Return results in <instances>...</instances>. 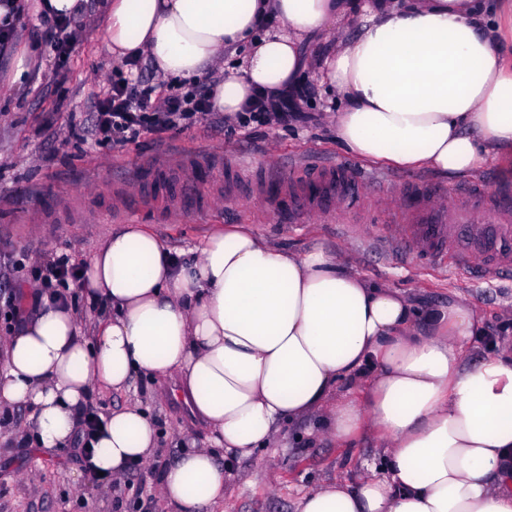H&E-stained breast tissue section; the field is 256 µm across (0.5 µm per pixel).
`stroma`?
<instances>
[{
    "label": "stroma",
    "instance_id": "1",
    "mask_svg": "<svg viewBox=\"0 0 512 512\" xmlns=\"http://www.w3.org/2000/svg\"><path fill=\"white\" fill-rule=\"evenodd\" d=\"M52 67L45 62L22 89L0 93V291L26 281L16 260L32 265L65 253L79 264L126 224L146 225L188 262L198 257L214 226L251 224L286 250L347 247L349 263L371 283L403 291L422 306L466 304L483 331L477 345L503 331L512 337V323L500 315L512 306V273L495 279L474 268L463 273L418 254L401 256L384 241L386 226L401 221L402 183L435 191L437 203L451 211L463 204V188L481 185L489 200L475 219L488 223L492 195L512 191V164L493 162L475 175L447 181L426 171L362 163L337 144L323 118L328 96L312 77L306 81L311 95L304 122L228 130L219 112L210 123L177 133L145 134L122 148L98 147L72 137L69 127L88 120L93 95L123 67L108 51L99 23L86 24L63 73L53 74ZM183 154L196 160L189 182L180 170L158 165ZM227 160L243 173L233 190L224 179ZM313 165L350 169L361 183L360 196L297 225L287 212L252 197L253 174L290 180ZM132 402L155 421L157 449L147 466L131 469L119 485L89 481L73 448L28 447L19 431L29 410L12 409L17 434L0 442V512H164L156 492L161 469L184 443L204 444L207 433L192 423L170 386L147 376L128 390L98 393L92 405L106 414ZM308 429V422H292L291 446L265 448L255 462L233 465L215 512H298L302 497L327 479L341 473L356 480L365 464L379 458L370 437L343 448L309 436Z\"/></svg>",
    "mask_w": 512,
    "mask_h": 512
}]
</instances>
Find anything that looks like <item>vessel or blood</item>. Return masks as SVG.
<instances>
[{"instance_id":"vessel-or-blood-1","label":"vessel or blood","mask_w":512,"mask_h":512,"mask_svg":"<svg viewBox=\"0 0 512 512\" xmlns=\"http://www.w3.org/2000/svg\"><path fill=\"white\" fill-rule=\"evenodd\" d=\"M253 189L260 197L287 208L292 221L302 224L309 210L328 209L336 198L351 191L352 183L344 169L318 165L305 168L298 184L270 178L255 181ZM404 195L408 199L406 221L391 225L386 239L390 247L401 252L416 249L436 261L450 260L463 270L477 265L489 274L512 271V194H499L493 224L469 221L483 197L476 189L469 192L471 206L461 209L453 219L430 204L428 190L409 186Z\"/></svg>"}]
</instances>
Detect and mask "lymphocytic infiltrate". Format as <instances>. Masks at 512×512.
I'll list each match as a JSON object with an SVG mask.
<instances>
[{
	"mask_svg": "<svg viewBox=\"0 0 512 512\" xmlns=\"http://www.w3.org/2000/svg\"><path fill=\"white\" fill-rule=\"evenodd\" d=\"M91 108V125L85 128V135L95 145L114 148L144 134L191 127L213 114L207 86L181 92L139 72L112 79L103 93L95 95ZM297 110L298 103L293 99L274 104L259 95L238 124L243 128L253 124L281 125L295 118ZM28 274L30 281L50 287L52 297L61 299L68 283L77 279L78 268L62 254L48 264L30 267Z\"/></svg>",
	"mask_w": 512,
	"mask_h": 512,
	"instance_id": "1",
	"label": "lymphocytic infiltrate"
}]
</instances>
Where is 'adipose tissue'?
I'll return each mask as SVG.
<instances>
[{
  "instance_id": "ef3b65f1",
  "label": "adipose tissue",
  "mask_w": 512,
  "mask_h": 512,
  "mask_svg": "<svg viewBox=\"0 0 512 512\" xmlns=\"http://www.w3.org/2000/svg\"><path fill=\"white\" fill-rule=\"evenodd\" d=\"M101 10L112 56H139L175 86L209 81L214 111L295 93L312 69L340 102L337 140L361 160L445 178L512 161V0L492 17L484 0H368L350 40L353 0H101ZM265 16L283 29H261ZM323 34L334 44L315 66L303 47ZM78 293L110 311L93 332L32 285L29 313L0 340V409L30 407L31 444L65 447L94 392L146 374L175 381L210 432L162 471L167 512L223 500L215 449L252 460L298 419L345 447L366 431L383 444L381 470L353 487L324 482L298 512H512V346L471 360L470 307L418 308L342 253L280 250L248 224L210 232L189 264L145 225H124L93 251ZM155 447L154 422L128 405L104 419L91 465L118 481Z\"/></svg>"
}]
</instances>
